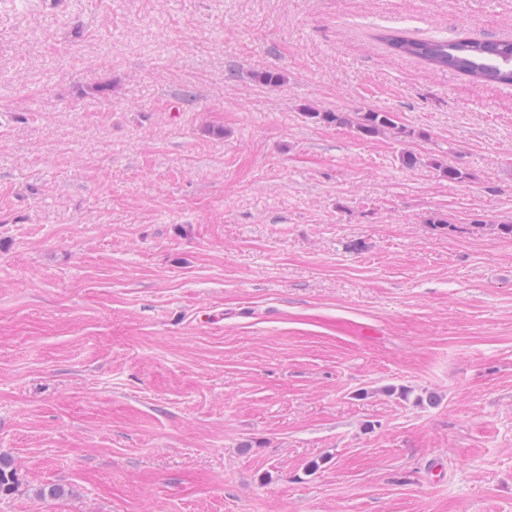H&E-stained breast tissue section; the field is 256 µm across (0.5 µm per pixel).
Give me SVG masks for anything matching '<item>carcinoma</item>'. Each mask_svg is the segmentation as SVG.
<instances>
[{"instance_id":"carcinoma-1","label":"carcinoma","mask_w":512,"mask_h":512,"mask_svg":"<svg viewBox=\"0 0 512 512\" xmlns=\"http://www.w3.org/2000/svg\"><path fill=\"white\" fill-rule=\"evenodd\" d=\"M400 55L420 60L442 70H452L493 84H512V40L460 37L453 41L418 39L398 31H387L378 35ZM304 115L324 123H350L357 132L366 137H375L387 130L405 133L390 112L365 110L348 118L340 112H320L314 108L303 109Z\"/></svg>"}]
</instances>
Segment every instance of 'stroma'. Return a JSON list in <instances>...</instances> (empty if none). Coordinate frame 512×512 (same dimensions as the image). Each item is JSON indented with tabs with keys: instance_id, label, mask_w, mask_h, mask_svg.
<instances>
[{
	"instance_id": "stroma-1",
	"label": "stroma",
	"mask_w": 512,
	"mask_h": 512,
	"mask_svg": "<svg viewBox=\"0 0 512 512\" xmlns=\"http://www.w3.org/2000/svg\"><path fill=\"white\" fill-rule=\"evenodd\" d=\"M383 30L512 0H0V512H512V85ZM302 112L307 118L319 122L336 123L339 125L350 123L360 135L366 138L376 137L386 130L394 131L393 133L397 134H405L404 128L399 126L394 115L390 112L369 109L354 113V120L340 112H320L311 107L304 108Z\"/></svg>"
}]
</instances>
